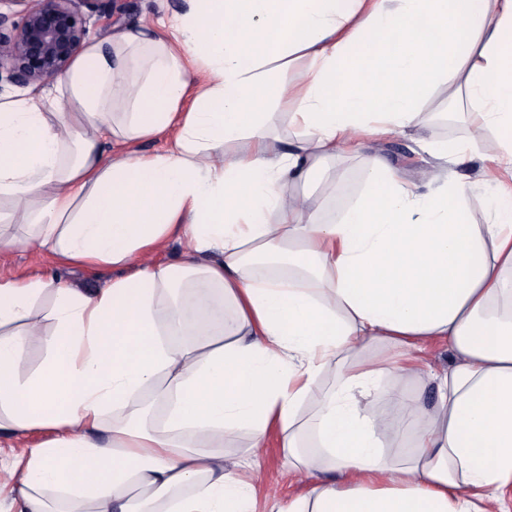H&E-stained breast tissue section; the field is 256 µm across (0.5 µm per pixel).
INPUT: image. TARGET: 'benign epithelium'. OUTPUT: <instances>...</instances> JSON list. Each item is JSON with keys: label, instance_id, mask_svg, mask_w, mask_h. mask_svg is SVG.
Instances as JSON below:
<instances>
[{"label": "benign epithelium", "instance_id": "1", "mask_svg": "<svg viewBox=\"0 0 512 512\" xmlns=\"http://www.w3.org/2000/svg\"><path fill=\"white\" fill-rule=\"evenodd\" d=\"M20 18L0 12V70L17 84L40 85L67 73L86 30L79 8L112 16L101 0H15Z\"/></svg>", "mask_w": 512, "mask_h": 512}]
</instances>
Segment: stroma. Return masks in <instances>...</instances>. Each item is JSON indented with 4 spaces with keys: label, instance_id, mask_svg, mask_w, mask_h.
Here are the masks:
<instances>
[{
    "label": "stroma",
    "instance_id": "35a3bbf8",
    "mask_svg": "<svg viewBox=\"0 0 512 512\" xmlns=\"http://www.w3.org/2000/svg\"><path fill=\"white\" fill-rule=\"evenodd\" d=\"M187 9L188 0H117L113 23L117 26L138 23L153 25L158 20H168L183 14ZM424 110L429 114L430 121L421 131L422 138L430 141H464L471 136L472 129L467 115L450 106L445 96L431 98L425 103ZM417 140L396 136L386 139L378 146L379 152L387 157L391 165L415 181L420 180L423 171L436 164L434 158L419 148ZM365 161L366 155L362 152L337 159L331 165L333 178H326L318 172L308 183L296 185L294 191L304 195L311 207L319 209L321 218H329L331 212L348 206L361 193ZM455 174L471 186L469 202L474 222L485 223L482 200L491 194L497 180L505 178L504 167L495 159L479 156L470 164L456 168ZM9 231L19 238L28 239L29 244L23 251L0 248L1 277L24 281L59 273L72 282L86 283L87 277L83 271L58 269L37 243L32 242V227L13 224ZM257 463L259 478L256 482L255 512H270L273 503L285 505L306 494L307 481L295 478L288 471L282 454L279 430L268 432Z\"/></svg>",
    "mask_w": 512,
    "mask_h": 512
}]
</instances>
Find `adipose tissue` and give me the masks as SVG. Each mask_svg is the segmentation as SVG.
<instances>
[{
    "mask_svg": "<svg viewBox=\"0 0 512 512\" xmlns=\"http://www.w3.org/2000/svg\"><path fill=\"white\" fill-rule=\"evenodd\" d=\"M192 2L89 39L56 93L0 97V199L97 280L0 278V438L51 434L18 456L12 508L251 512L222 448L245 432L258 450L274 426L309 481L278 512H512V176L479 226L452 171L416 183L369 149L425 126L438 93L472 136L421 149L512 167V0ZM270 103L306 137L274 136ZM356 148L364 191L337 218L289 193ZM174 239L182 260L152 262ZM434 342L447 370L422 358ZM392 375L436 401L381 389ZM381 394L391 413L372 411Z\"/></svg>",
    "mask_w": 512,
    "mask_h": 512,
    "instance_id": "1",
    "label": "adipose tissue"
}]
</instances>
